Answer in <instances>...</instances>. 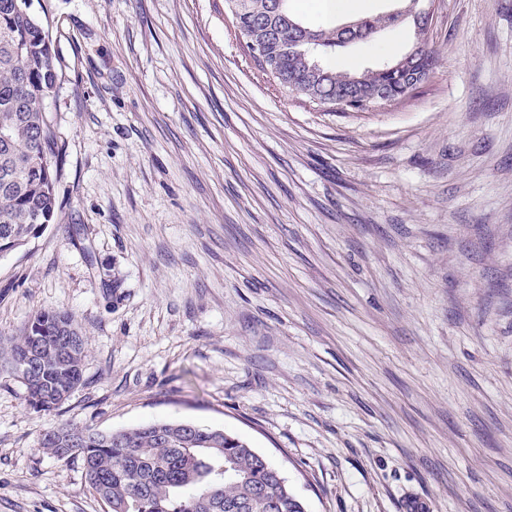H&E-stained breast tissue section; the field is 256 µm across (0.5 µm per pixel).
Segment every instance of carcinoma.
Instances as JSON below:
<instances>
[{
    "label": "carcinoma",
    "instance_id": "1",
    "mask_svg": "<svg viewBox=\"0 0 512 512\" xmlns=\"http://www.w3.org/2000/svg\"><path fill=\"white\" fill-rule=\"evenodd\" d=\"M271 0H236V28L263 46L276 61L279 85L298 86L306 98L336 105L350 92L349 112L382 90L403 97L417 83L415 68L384 72L374 65L359 72L315 63L310 50L367 42L411 18L364 19V34L349 36L338 27L299 19L290 0L273 14ZM57 80L48 31L30 11V0H0V254L23 246L34 231L51 223L56 208L59 151L45 118L46 100ZM53 347L30 377L26 367L36 343ZM87 337L72 313L44 309L23 333L0 341V355L25 386L26 404L51 413L83 381ZM75 442L65 446L67 436ZM39 450L82 462L87 486L108 512H306L280 468L261 463V454L224 429L195 426L191 434L174 422L139 425L112 432L74 421L42 435Z\"/></svg>",
    "mask_w": 512,
    "mask_h": 512
}]
</instances>
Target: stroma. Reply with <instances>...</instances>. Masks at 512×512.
Instances as JSON below:
<instances>
[{
    "mask_svg": "<svg viewBox=\"0 0 512 512\" xmlns=\"http://www.w3.org/2000/svg\"><path fill=\"white\" fill-rule=\"evenodd\" d=\"M31 3L57 207L0 256V337L56 308L89 348L50 413L0 361V512H107L37 449L68 420L226 429L306 512H512V0H435L436 65L364 113L283 90L224 0Z\"/></svg>",
    "mask_w": 512,
    "mask_h": 512,
    "instance_id": "1",
    "label": "stroma"
}]
</instances>
